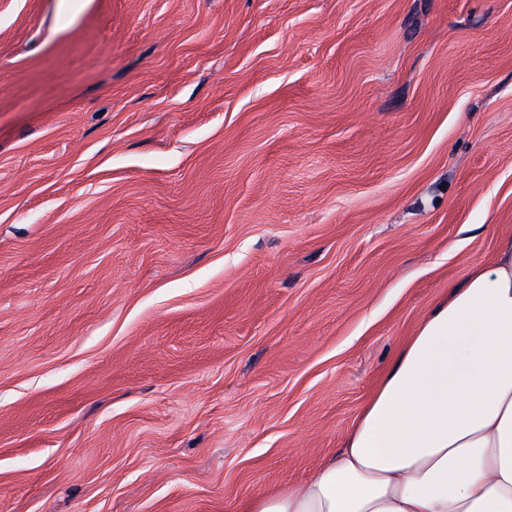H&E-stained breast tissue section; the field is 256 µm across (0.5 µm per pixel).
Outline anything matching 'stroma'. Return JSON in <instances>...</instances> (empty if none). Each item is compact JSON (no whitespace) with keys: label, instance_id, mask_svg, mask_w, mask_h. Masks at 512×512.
Segmentation results:
<instances>
[{"label":"stroma","instance_id":"35a3bbf8","mask_svg":"<svg viewBox=\"0 0 512 512\" xmlns=\"http://www.w3.org/2000/svg\"><path fill=\"white\" fill-rule=\"evenodd\" d=\"M512 234V0H0V512H241Z\"/></svg>","mask_w":512,"mask_h":512}]
</instances>
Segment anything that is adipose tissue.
Listing matches in <instances>:
<instances>
[{
  "instance_id": "1",
  "label": "adipose tissue",
  "mask_w": 512,
  "mask_h": 512,
  "mask_svg": "<svg viewBox=\"0 0 512 512\" xmlns=\"http://www.w3.org/2000/svg\"><path fill=\"white\" fill-rule=\"evenodd\" d=\"M243 512H512V235L429 309L343 448Z\"/></svg>"
}]
</instances>
